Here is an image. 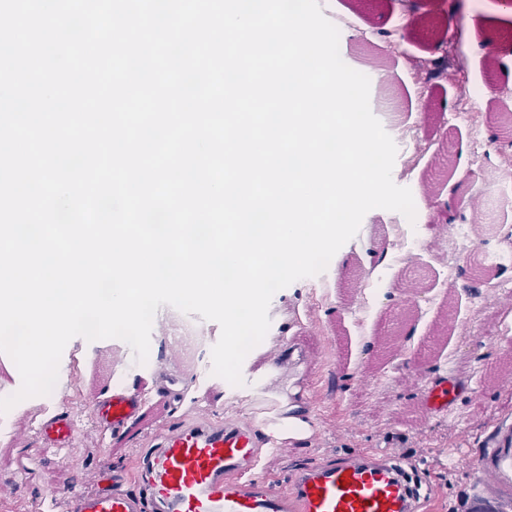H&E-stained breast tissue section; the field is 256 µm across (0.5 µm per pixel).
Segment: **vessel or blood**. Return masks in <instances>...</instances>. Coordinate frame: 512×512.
Returning <instances> with one entry per match:
<instances>
[{
    "mask_svg": "<svg viewBox=\"0 0 512 512\" xmlns=\"http://www.w3.org/2000/svg\"><path fill=\"white\" fill-rule=\"evenodd\" d=\"M184 386L179 374L156 396L110 383L91 392V411L105 433H117L161 418L172 390ZM452 397L438 384L423 399L434 416L448 411ZM40 431L66 455L78 453L71 418L55 417ZM160 438L138 461L136 489L69 492L70 512H418L422 498L402 460L367 449L311 460L284 487L256 476L258 429L247 417L164 425Z\"/></svg>",
    "mask_w": 512,
    "mask_h": 512,
    "instance_id": "vessel-or-blood-1",
    "label": "vessel or blood"
}]
</instances>
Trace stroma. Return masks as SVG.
Masks as SVG:
<instances>
[{
  "label": "stroma",
  "instance_id": "stroma-1",
  "mask_svg": "<svg viewBox=\"0 0 512 512\" xmlns=\"http://www.w3.org/2000/svg\"><path fill=\"white\" fill-rule=\"evenodd\" d=\"M500 8L499 0H388L381 8L371 0H327L342 60L368 76L371 100L393 110L389 135L398 139L400 125H409L423 147L414 154L399 143L392 172L415 203L411 258L382 262L383 254H395L406 219L394 211L368 212L322 274L273 296L267 338L246 356L240 386L210 372L220 336L212 321H202L206 340L193 347L175 322H166L143 365L131 361L122 340L73 338L53 392L0 413V512H46V489L94 492L97 473L133 488L136 463L154 445L153 429L104 442L86 400L89 384L110 380L134 388L141 376L171 368L189 382L173 402V423L204 419L211 402L254 418L275 411L283 395L298 389L316 434L284 452L262 447L259 472L276 483H287L313 457L371 448L412 467L431 494L423 512H469L484 485L457 456L483 451L491 434L512 428V385L486 378L512 352V332L501 325L505 304H512V257L492 264L489 282H476L465 261L447 265L440 243L442 228L462 231L479 212L512 226V185L503 190L510 202L501 210L488 193L493 170L512 163V142L500 138L496 121L512 114V50L501 49L491 70L486 53L463 38L468 29L479 39L512 34V14ZM424 14L436 16V36L415 32ZM475 130L488 152L482 160L473 154ZM292 347L299 352L294 360ZM364 369L372 370L374 384L359 382ZM444 376L456 379L458 400L446 417L427 418L420 393ZM476 393L477 403L471 400ZM60 414L79 426L81 452L68 459L36 429Z\"/></svg>",
  "mask_w": 512,
  "mask_h": 512
}]
</instances>
